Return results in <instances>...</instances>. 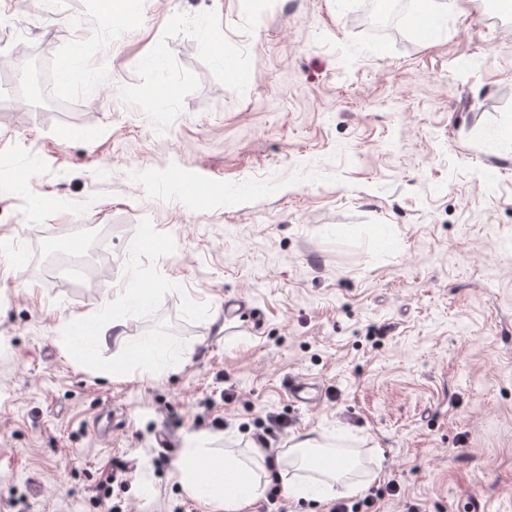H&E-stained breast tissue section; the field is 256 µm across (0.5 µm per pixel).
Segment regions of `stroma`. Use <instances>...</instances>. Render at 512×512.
I'll use <instances>...</instances> for the list:
<instances>
[{
    "label": "stroma",
    "instance_id": "obj_1",
    "mask_svg": "<svg viewBox=\"0 0 512 512\" xmlns=\"http://www.w3.org/2000/svg\"><path fill=\"white\" fill-rule=\"evenodd\" d=\"M367 2L126 0L112 25L63 0L48 32L0 0V512H214L162 431L239 458L308 433L398 483L381 512H512V13L421 0L438 34L394 35ZM137 284L128 341L177 326L156 376L70 358L66 324ZM288 397L294 404L315 407L321 399V393L315 382L307 378L295 377L288 380Z\"/></svg>",
    "mask_w": 512,
    "mask_h": 512
}]
</instances>
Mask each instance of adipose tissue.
Returning <instances> with one entry per match:
<instances>
[{"label":"adipose tissue","mask_w":512,"mask_h":512,"mask_svg":"<svg viewBox=\"0 0 512 512\" xmlns=\"http://www.w3.org/2000/svg\"><path fill=\"white\" fill-rule=\"evenodd\" d=\"M125 322L124 314L119 311L113 312L111 320L104 323L94 322L87 325L81 321L72 322L69 326L71 355L82 360L87 359L88 348L79 343L78 337L88 327L92 330L93 345L112 342L126 346L128 357L113 366V374L122 375L136 367L141 368L144 373H153L157 342L151 340L135 345L128 344ZM318 445L317 438L307 437L288 448L287 454L291 460L313 472L311 481L306 483L283 478L282 483L289 495L319 499L337 486L342 487L345 494H357L360 483L352 477L358 466L357 460L336 452H323L318 460H311L310 451ZM200 455V449L188 448L175 463V476L183 491L206 504L222 507L224 512H248L252 504L261 497L262 481L269 475L268 469L264 467V450L250 448L248 459L234 462L220 458L211 459L209 470L202 475L192 465L193 460Z\"/></svg>","instance_id":"ef3b65f1"}]
</instances>
